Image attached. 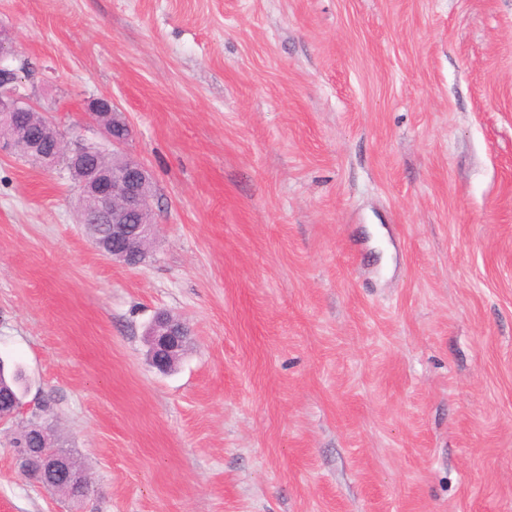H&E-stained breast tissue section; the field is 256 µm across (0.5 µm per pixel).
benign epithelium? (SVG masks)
<instances>
[{"mask_svg": "<svg viewBox=\"0 0 512 512\" xmlns=\"http://www.w3.org/2000/svg\"><path fill=\"white\" fill-rule=\"evenodd\" d=\"M8 47L0 43V119L15 121L29 112L35 111L30 96L20 90L22 80L19 70L3 64ZM90 111L96 117L105 139L114 147H120L125 141L117 139L111 133V119L114 116L112 101L98 99L92 103ZM55 124L48 121L44 134L55 141L56 148L51 152H41L34 157L35 162L49 168L59 161L64 153L70 157L68 173L81 195L90 196L94 206L90 211L78 212V223L93 224L100 220L111 226L112 252H107L101 244L95 248L105 257L128 267V253L117 249L119 244L133 241H152L156 236L157 224L145 215L152 212L153 186L151 171L138 159L122 155L110 166L90 170L85 167V158L92 157L102 147L86 141L75 133L63 141L55 137ZM151 349V362L158 370L165 372L171 362L183 348V337L188 335L186 324L159 312L147 328ZM30 458L26 469L43 477L56 476L60 481L73 486L87 484L86 474L76 469L70 456L61 448H30Z\"/></svg>", "mask_w": 512, "mask_h": 512, "instance_id": "benign-epithelium-1", "label": "benign epithelium"}]
</instances>
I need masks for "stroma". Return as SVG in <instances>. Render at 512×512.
<instances>
[{"instance_id": "35a3bbf8", "label": "stroma", "mask_w": 512, "mask_h": 512, "mask_svg": "<svg viewBox=\"0 0 512 512\" xmlns=\"http://www.w3.org/2000/svg\"><path fill=\"white\" fill-rule=\"evenodd\" d=\"M0 39L59 129L112 101L159 228L108 260L0 156V512H512V0H0ZM33 420L87 497L20 474ZM186 324L170 318L166 312H159L147 328L151 349V362L159 371L166 372L169 362L183 348L182 336H188Z\"/></svg>"}]
</instances>
